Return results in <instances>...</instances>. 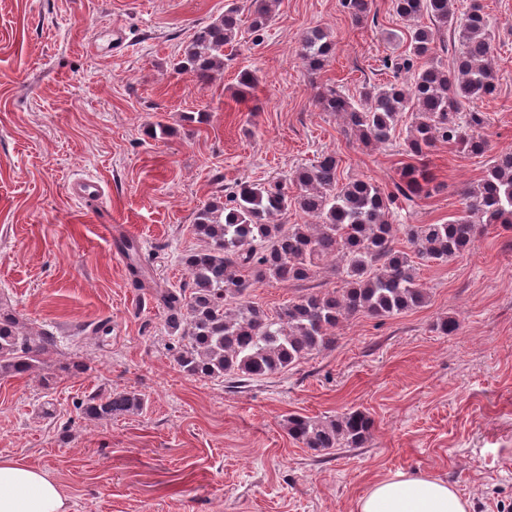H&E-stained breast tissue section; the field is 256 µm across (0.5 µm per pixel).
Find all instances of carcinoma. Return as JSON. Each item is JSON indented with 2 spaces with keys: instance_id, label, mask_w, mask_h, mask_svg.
Here are the masks:
<instances>
[{
  "instance_id": "1",
  "label": "carcinoma",
  "mask_w": 512,
  "mask_h": 512,
  "mask_svg": "<svg viewBox=\"0 0 512 512\" xmlns=\"http://www.w3.org/2000/svg\"><path fill=\"white\" fill-rule=\"evenodd\" d=\"M272 2L250 0L245 10L233 5L196 29L174 69L210 84L224 69V48L239 33L261 40L272 21ZM391 4L406 21L407 49L386 59L384 67L395 75L411 74L410 82L365 83L356 101L326 84L318 88L316 99L323 110L344 114L366 146L390 141L405 112L412 111L405 140L411 162L386 190L364 180L339 181V159L334 152L326 153L284 180L242 182L202 205L194 231L206 246L181 258L189 281L154 293L166 311L169 350L185 376L246 381L278 374L330 348L336 328L351 317L387 318L422 306L426 292L419 283V262H446L462 255L481 224H512V149L492 156L483 179L465 190L462 214L448 223H396L398 214L430 193L433 179L423 160L436 143L456 145L471 155L490 151L479 132L486 117L468 105L494 92L496 75L482 0ZM342 6L356 25L369 18V0H342ZM423 15L437 29L418 24ZM437 30L450 31L457 43L451 71L432 60L415 66L434 52ZM332 53L333 42L323 30L307 31L300 45L307 69H322ZM258 82L254 72H240L238 94L247 97ZM293 209L313 223L279 222ZM400 236L413 253L396 248ZM328 257L344 287L307 292L272 313L244 300L257 282L312 279L319 261ZM53 344V337L33 336L15 315L0 312V378L42 367V355ZM143 406L140 394L110 390L88 395L80 408L89 419L110 420ZM284 422L293 441L318 452L359 448L374 428V420L361 410L325 420L290 414Z\"/></svg>"
}]
</instances>
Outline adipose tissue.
Listing matches in <instances>:
<instances>
[{
    "label": "adipose tissue",
    "mask_w": 512,
    "mask_h": 512,
    "mask_svg": "<svg viewBox=\"0 0 512 512\" xmlns=\"http://www.w3.org/2000/svg\"><path fill=\"white\" fill-rule=\"evenodd\" d=\"M470 504L442 480L403 472L377 481L356 512H469ZM0 512H68L60 485L42 468L0 458Z\"/></svg>",
    "instance_id": "ef3b65f1"
}]
</instances>
